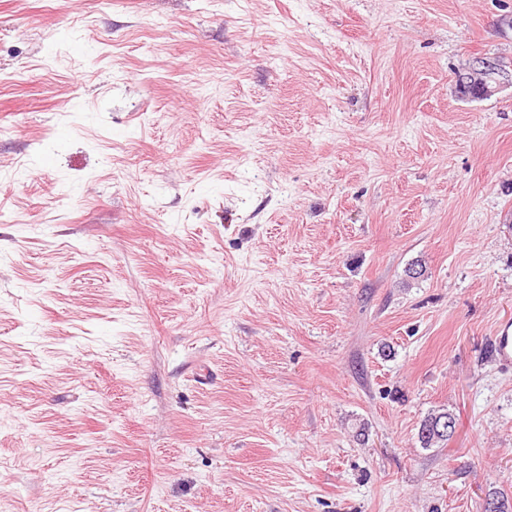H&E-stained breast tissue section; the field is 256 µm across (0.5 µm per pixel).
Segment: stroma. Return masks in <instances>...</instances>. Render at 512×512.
I'll return each mask as SVG.
<instances>
[{
	"label": "stroma",
	"instance_id": "obj_1",
	"mask_svg": "<svg viewBox=\"0 0 512 512\" xmlns=\"http://www.w3.org/2000/svg\"><path fill=\"white\" fill-rule=\"evenodd\" d=\"M505 10L0 0V512L512 507ZM470 96L463 94L464 89ZM512 88L511 69L500 66L496 56L479 55L471 57L454 73L451 94L458 100L472 102L496 96ZM493 353L497 362L504 368H512V319L499 322L493 339ZM450 415L447 410H437L429 413L420 424L418 430V439L422 447L432 448L443 447L447 445L448 439H442V436L434 429V424L440 418Z\"/></svg>",
	"mask_w": 512,
	"mask_h": 512
}]
</instances>
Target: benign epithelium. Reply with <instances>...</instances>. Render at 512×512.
Listing matches in <instances>:
<instances>
[{
	"label": "benign epithelium",
	"mask_w": 512,
	"mask_h": 512,
	"mask_svg": "<svg viewBox=\"0 0 512 512\" xmlns=\"http://www.w3.org/2000/svg\"><path fill=\"white\" fill-rule=\"evenodd\" d=\"M508 88H512V70L500 66L495 56L479 55L458 67L451 94L472 102L492 98Z\"/></svg>",
	"instance_id": "7a95c632"
}]
</instances>
